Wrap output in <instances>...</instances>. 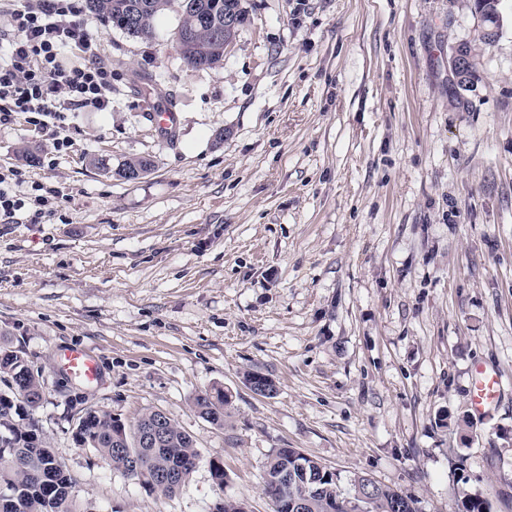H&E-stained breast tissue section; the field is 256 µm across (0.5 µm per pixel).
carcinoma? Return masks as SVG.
Listing matches in <instances>:
<instances>
[{
	"label": "carcinoma",
	"mask_w": 512,
	"mask_h": 512,
	"mask_svg": "<svg viewBox=\"0 0 512 512\" xmlns=\"http://www.w3.org/2000/svg\"><path fill=\"white\" fill-rule=\"evenodd\" d=\"M170 0H85V8L132 38L150 40L155 20ZM182 20L172 43L187 65L213 68L224 61V14L234 12L247 21L242 0H181ZM98 170L128 179L139 167L152 170L146 158L124 161L117 168L103 159L91 160ZM0 495L12 502L8 512H96L90 501L73 493V478L27 417L43 399V384L23 356L8 342L0 344ZM229 397L221 388L197 395L195 411L211 425L222 428ZM161 417L147 412L127 425L101 409H90L74 431V441L95 452L112 469L149 492L171 495L189 481L200 454L193 437L168 420L156 444L144 443ZM262 490L271 502L280 497L306 502L303 512H417L415 500L367 476L351 480V489H339V475L295 448H274L263 464ZM458 512H490L488 502L470 494Z\"/></svg>",
	"instance_id": "carcinoma-1"
}]
</instances>
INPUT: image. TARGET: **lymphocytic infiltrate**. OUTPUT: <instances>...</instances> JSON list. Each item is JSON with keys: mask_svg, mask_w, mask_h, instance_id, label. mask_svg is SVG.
Masks as SVG:
<instances>
[{"mask_svg": "<svg viewBox=\"0 0 512 512\" xmlns=\"http://www.w3.org/2000/svg\"><path fill=\"white\" fill-rule=\"evenodd\" d=\"M11 34L0 41V126L24 117L55 150L70 146V114L112 109V71L98 53L99 36L76 0H13ZM18 171H0V219L26 215L33 224L68 200L57 187L22 190Z\"/></svg>", "mask_w": 512, "mask_h": 512, "instance_id": "f902f5d3", "label": "lymphocytic infiltrate"}]
</instances>
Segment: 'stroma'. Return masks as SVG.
<instances>
[{
  "label": "stroma",
  "instance_id": "obj_1",
  "mask_svg": "<svg viewBox=\"0 0 512 512\" xmlns=\"http://www.w3.org/2000/svg\"><path fill=\"white\" fill-rule=\"evenodd\" d=\"M245 5L212 69L172 46L180 0L150 41L88 15L111 111L73 114L62 153L24 121L0 127V168L69 197L44 223H0V336L43 382L41 437L99 512H213L226 496L273 512L275 448L345 491L358 475L400 489L418 512L467 493L512 512V0L489 43L473 0ZM461 43L477 52L470 92L448 66ZM167 108L169 134L151 118ZM25 146L37 163L18 160ZM94 157L153 169L126 181ZM74 347L96 384L58 365ZM480 366L502 395L478 414ZM213 388L230 397L221 428L193 408ZM90 406L125 423L161 411L190 433L185 487L146 491L78 447Z\"/></svg>",
  "mask_w": 512,
  "mask_h": 512
}]
</instances>
